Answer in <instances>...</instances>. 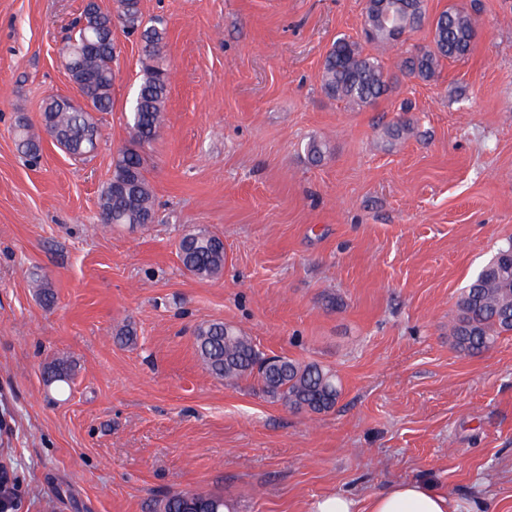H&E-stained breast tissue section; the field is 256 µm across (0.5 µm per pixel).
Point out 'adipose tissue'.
<instances>
[{
    "label": "adipose tissue",
    "instance_id": "ef3b65f1",
    "mask_svg": "<svg viewBox=\"0 0 512 512\" xmlns=\"http://www.w3.org/2000/svg\"><path fill=\"white\" fill-rule=\"evenodd\" d=\"M310 512H491L489 499L456 501L421 481H401L359 501L343 493L315 500Z\"/></svg>",
    "mask_w": 512,
    "mask_h": 512
}]
</instances>
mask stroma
I'll return each instance as SVG.
<instances>
[{
  "label": "stroma",
  "instance_id": "stroma-1",
  "mask_svg": "<svg viewBox=\"0 0 512 512\" xmlns=\"http://www.w3.org/2000/svg\"><path fill=\"white\" fill-rule=\"evenodd\" d=\"M83 3L0 0V463L20 512H158L184 489L310 512L416 479L512 512V332L476 355L450 335L463 289L512 240V0H427L432 16L475 7L470 57L421 81L398 64L430 26L365 45L392 88L361 108L321 75L336 39L359 40L366 0H140L165 30L169 88L144 150L155 217L132 230L100 224L98 200L129 138L139 35L112 27L92 157L47 141L31 166L16 145L17 114L40 126L73 93L58 48ZM195 227L224 241L217 278L178 258ZM213 321L333 371L335 407L212 376L194 329ZM56 359L64 390L42 376Z\"/></svg>",
  "mask_w": 512,
  "mask_h": 512
}]
</instances>
